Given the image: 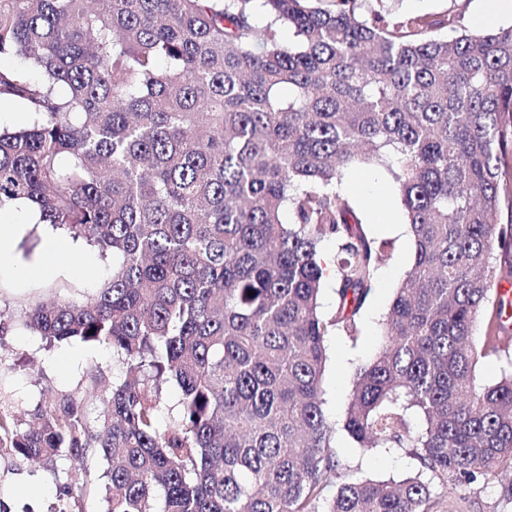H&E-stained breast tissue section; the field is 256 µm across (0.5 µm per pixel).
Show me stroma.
Instances as JSON below:
<instances>
[{
	"mask_svg": "<svg viewBox=\"0 0 512 512\" xmlns=\"http://www.w3.org/2000/svg\"><path fill=\"white\" fill-rule=\"evenodd\" d=\"M386 168L371 164L352 171L344 189L370 221L372 234L390 239L394 247L378 270L374 291L364 307L361 334L357 340L330 336V361L323 377L324 411L336 432L332 446L350 466L354 476L399 481L417 473L419 463L406 448L363 451L342 431L356 367L372 359L382 332L381 320L392 300L393 290L412 264L414 247L409 236L397 235L391 224L402 221L399 198L391 190ZM16 224H29L27 211L13 213ZM17 243L16 254L30 262L54 255L60 271L51 279H24L13 272H0V409L31 420L38 403L65 393L84 394L82 374L91 364L105 374L117 373L110 349L81 342L49 346L40 336L17 325L16 319L29 303L50 298H79L94 293L112 275L111 258L96 247L71 238L46 224H29ZM0 498L13 504H32L35 512H50L57 498L56 477L38 464L17 459L0 465ZM427 512H512V504L501 498L498 484L473 492L450 490L434 482Z\"/></svg>",
	"mask_w": 512,
	"mask_h": 512,
	"instance_id": "35a3bbf8",
	"label": "stroma"
}]
</instances>
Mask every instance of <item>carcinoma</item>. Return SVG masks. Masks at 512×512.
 <instances>
[{"mask_svg":"<svg viewBox=\"0 0 512 512\" xmlns=\"http://www.w3.org/2000/svg\"><path fill=\"white\" fill-rule=\"evenodd\" d=\"M393 2L0 0V56L27 65L0 69V100L29 114L0 129V214L22 202L112 255L102 288L23 325L125 369L86 373L94 418L71 394L34 427L0 411L1 459L43 464L62 497L104 486V512H427L434 478L512 502V373L476 372L512 342L491 297L512 277V25ZM376 161L415 254L343 429L412 449L400 481L342 479L323 409L327 338L360 336L390 247L343 190Z\"/></svg>","mask_w":512,"mask_h":512,"instance_id":"obj_1","label":"carcinoma"}]
</instances>
